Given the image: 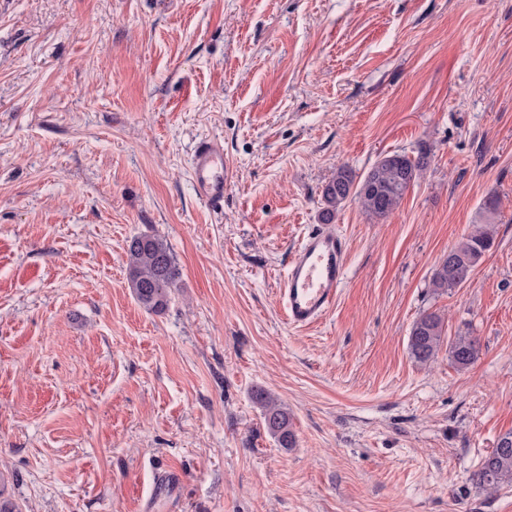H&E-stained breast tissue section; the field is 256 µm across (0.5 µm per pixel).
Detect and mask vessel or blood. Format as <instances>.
Instances as JSON below:
<instances>
[{"instance_id": "obj_1", "label": "vessel or blood", "mask_w": 512, "mask_h": 512, "mask_svg": "<svg viewBox=\"0 0 512 512\" xmlns=\"http://www.w3.org/2000/svg\"><path fill=\"white\" fill-rule=\"evenodd\" d=\"M191 172L198 198L213 210H222L224 190L232 178L223 139L205 138L196 144ZM347 267L345 236L326 227L310 231L291 251L279 288L278 302L288 325L307 328L321 322L336 305Z\"/></svg>"}]
</instances>
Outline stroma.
Listing matches in <instances>:
<instances>
[{
	"instance_id": "stroma-1",
	"label": "stroma",
	"mask_w": 512,
	"mask_h": 512,
	"mask_svg": "<svg viewBox=\"0 0 512 512\" xmlns=\"http://www.w3.org/2000/svg\"><path fill=\"white\" fill-rule=\"evenodd\" d=\"M218 136L223 211L191 155ZM427 166L396 214L357 200L335 309L276 294L339 165ZM498 195L463 287L433 272ZM180 278L145 310L133 236ZM471 332L423 366L413 323ZM288 409L294 447L252 392ZM512 431V0H0V493L18 512H512L472 474ZM479 342L469 333H458L448 341V354L459 369L469 368L479 355ZM252 400L263 416L267 432L279 447L291 448L295 445V435L291 429L287 407L264 389L252 393ZM181 477L174 470H161L154 484L150 499H154V505L166 498L170 491H174L180 484Z\"/></svg>"
}]
</instances>
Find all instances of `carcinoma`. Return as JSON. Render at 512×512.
Returning a JSON list of instances; mask_svg holds the SVG:
<instances>
[{"label":"carcinoma","mask_w":512,"mask_h":512,"mask_svg":"<svg viewBox=\"0 0 512 512\" xmlns=\"http://www.w3.org/2000/svg\"><path fill=\"white\" fill-rule=\"evenodd\" d=\"M427 165L422 153L412 158L395 152L377 161L362 176L341 165L322 191L319 213L323 224H330L336 211L348 198H355L364 213L374 220H385L395 214L413 183ZM499 209V198L489 196L483 204L487 219L451 249L452 262H441L434 270L432 286L448 291L463 286L475 267L488 252L495 239L492 216ZM129 284L137 301L149 312L159 313L168 303L171 289L176 287L180 270L167 244L157 235L141 234L131 239L127 248ZM444 320L437 313L422 315L411 328L408 348L416 362L428 365L435 361L443 345L459 369L473 365L479 355V342L468 333H458L445 340ZM252 400L263 416L267 432L281 448L295 445L288 408L264 389L252 393ZM473 480L489 490L512 486V432L499 437L495 448L481 458Z\"/></svg>","instance_id":"cac0c4a2"}]
</instances>
